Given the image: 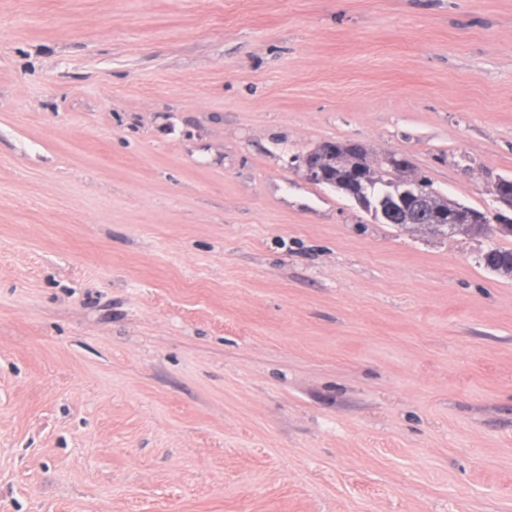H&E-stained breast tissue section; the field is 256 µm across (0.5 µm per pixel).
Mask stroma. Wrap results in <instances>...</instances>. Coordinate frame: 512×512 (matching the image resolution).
Wrapping results in <instances>:
<instances>
[{
	"label": "stroma",
	"instance_id": "obj_1",
	"mask_svg": "<svg viewBox=\"0 0 512 512\" xmlns=\"http://www.w3.org/2000/svg\"><path fill=\"white\" fill-rule=\"evenodd\" d=\"M512 0H0V512H512ZM336 143L337 146H345L339 142H325ZM323 143V144H325ZM335 144L319 146L320 148L308 154L302 159V164L305 169V175L308 180L312 182H325L345 196L354 199L357 197V189L351 181L348 166L353 162L351 158H346L345 164L336 167L342 161L343 150L336 148ZM336 167V168H335ZM334 168V169H333ZM331 169V171H330ZM330 171L327 177V173ZM327 179V180H326ZM398 185L393 186V194L390 195L387 204L389 205L388 214L401 215L406 213L413 216H421L425 209L432 205L435 192L430 190L421 177H405L401 178ZM443 201H439V206L448 211V215H455L458 220L465 224L448 222L446 214L439 217V223L433 224L426 216H421L413 224H432L441 234L454 235L464 232H480L496 235L502 224H508L507 220H503L497 210L494 213L486 215L485 211L464 205L455 200L442 197ZM489 217V219H488ZM484 221L481 223V221Z\"/></svg>",
	"mask_w": 512,
	"mask_h": 512
}]
</instances>
